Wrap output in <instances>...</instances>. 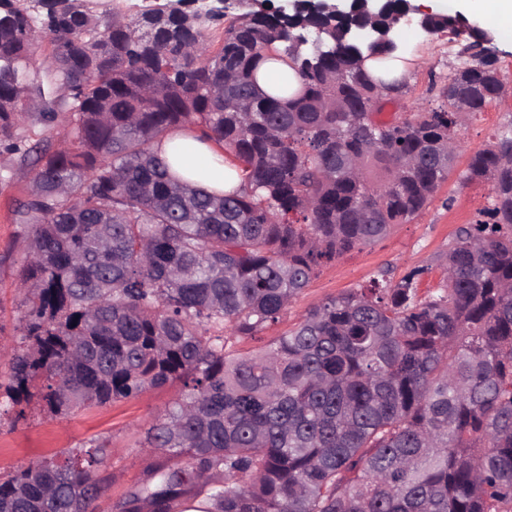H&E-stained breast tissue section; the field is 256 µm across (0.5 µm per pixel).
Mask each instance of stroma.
Wrapping results in <instances>:
<instances>
[{
    "label": "stroma",
    "mask_w": 512,
    "mask_h": 512,
    "mask_svg": "<svg viewBox=\"0 0 512 512\" xmlns=\"http://www.w3.org/2000/svg\"><path fill=\"white\" fill-rule=\"evenodd\" d=\"M397 36L410 57L407 93L388 104L391 112H411L419 105L435 102L433 90L441 86L459 64L458 37L449 34L424 35L404 26ZM512 117V92L488 105L477 118L460 130L461 152L455 170L435 192L430 204L413 220L396 225L383 241L370 247L353 248L324 265L307 288L289 305L281 321L255 338L241 342L240 352L249 353L267 345L306 315L307 311L349 288L370 287L381 269L393 279L433 264L447 251L458 227L473 222L489 203V185L460 176L470 156L491 144L507 118ZM33 173L24 169L7 184H0V374L10 365L13 349L20 341L19 327L24 308L15 292L17 272L22 263L27 232L14 223L13 210L25 200ZM180 384L144 391L139 397L102 407H92L68 416L44 411L38 402L24 407L23 416L0 418V473L31 463L68 448L89 446L91 440L105 442L108 462L102 476L109 488L98 512H112L114 502L145 479L153 456L141 450L139 441L156 412L177 401Z\"/></svg>",
    "instance_id": "35a3bbf8"
}]
</instances>
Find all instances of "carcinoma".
<instances>
[{
  "mask_svg": "<svg viewBox=\"0 0 512 512\" xmlns=\"http://www.w3.org/2000/svg\"><path fill=\"white\" fill-rule=\"evenodd\" d=\"M403 0L295 12L271 0L101 18L87 0H0V153L33 177L25 313L0 413L135 398L178 382L144 430L161 461L113 512H512V117L461 177L490 204L458 228L434 288L381 272L258 352L319 268L419 215L448 180L459 127L507 92L483 42L435 107L380 118L406 92L375 78L403 45ZM430 34L459 17L427 16ZM45 39L52 61L30 71ZM277 90L263 93V59ZM302 87L288 94L291 74ZM56 129L58 146L19 131ZM230 152L239 185L209 192L158 153L175 130ZM0 475V512H96L104 445Z\"/></svg>",
  "mask_w": 512,
  "mask_h": 512,
  "instance_id": "cac0c4a2",
  "label": "carcinoma"
}]
</instances>
